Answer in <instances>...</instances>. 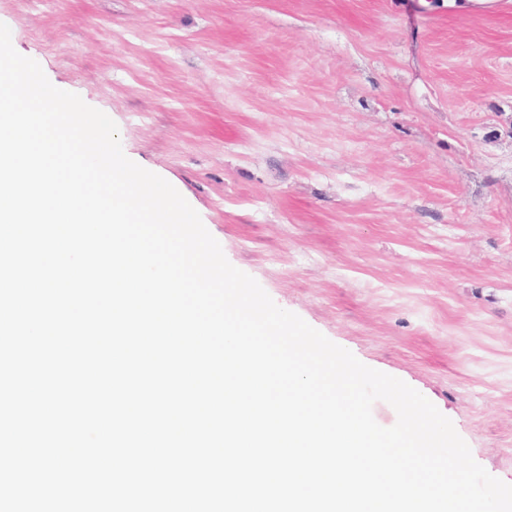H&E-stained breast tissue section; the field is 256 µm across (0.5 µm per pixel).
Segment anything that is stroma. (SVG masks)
Masks as SVG:
<instances>
[{"label": "stroma", "mask_w": 512, "mask_h": 512, "mask_svg": "<svg viewBox=\"0 0 512 512\" xmlns=\"http://www.w3.org/2000/svg\"><path fill=\"white\" fill-rule=\"evenodd\" d=\"M0 0L227 260L512 485V0Z\"/></svg>", "instance_id": "stroma-1"}]
</instances>
